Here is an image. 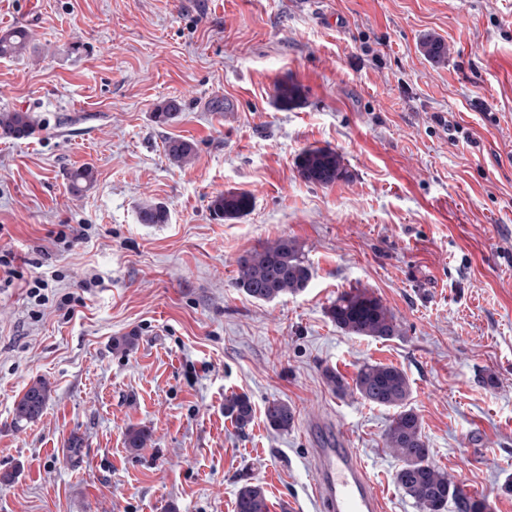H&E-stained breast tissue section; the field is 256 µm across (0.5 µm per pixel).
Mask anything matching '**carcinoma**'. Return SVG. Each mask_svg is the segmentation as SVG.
Instances as JSON below:
<instances>
[{
    "label": "carcinoma",
    "instance_id": "cac0c4a2",
    "mask_svg": "<svg viewBox=\"0 0 512 512\" xmlns=\"http://www.w3.org/2000/svg\"><path fill=\"white\" fill-rule=\"evenodd\" d=\"M426 57L439 64L447 54L441 39L427 36L421 43ZM29 48L28 31L19 27L0 34V58L22 55ZM181 111V104L167 100L158 105L154 119L160 124L173 120ZM35 130L31 115L22 111L0 112V137L21 139L29 137ZM166 152L176 163H183L195 154V146L185 139H170ZM300 177L313 185L328 186L348 178L349 172L342 157L329 148H308L297 159ZM95 181L91 167L75 171L71 186L81 192L89 189ZM252 206V197L247 192H227L211 201L213 213L220 218H236ZM144 224H164L168 221V210L162 203L146 205L140 210ZM237 277L234 286L247 296L270 302L284 295L303 291L312 277L311 267L305 260L301 248L288 238H280L248 251L237 260ZM329 319L348 336L390 340L401 335L400 325L394 314L381 300L365 290L353 288L341 292L325 310ZM327 384L337 392L350 388L365 401L381 407L393 408L395 413L388 424L385 444L392 455L401 462L396 471L395 482L401 491L410 497L420 512H444L448 502H453L456 512H488L489 504L484 498L467 496L448 473L429 462V448L417 413L407 407L411 387L406 373L393 365L365 363L361 365L348 384L336 372L325 371ZM50 395L49 385L33 382L16 403L14 424L32 422L42 413ZM224 414L236 427L245 429L253 419V406L248 396L234 394L224 400ZM268 427L276 432H286L295 421L294 410L285 402L271 400L264 408ZM150 434L143 428H131L126 433V447L137 451L146 447ZM235 512H269L264 490L255 484L239 488Z\"/></svg>",
    "mask_w": 512,
    "mask_h": 512
}]
</instances>
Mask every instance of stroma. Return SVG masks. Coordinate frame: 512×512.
Listing matches in <instances>:
<instances>
[{
  "label": "stroma",
  "instance_id": "35a3bbf8",
  "mask_svg": "<svg viewBox=\"0 0 512 512\" xmlns=\"http://www.w3.org/2000/svg\"><path fill=\"white\" fill-rule=\"evenodd\" d=\"M18 26L32 50L0 59V111L36 130L0 139V249L81 302L35 318L23 281L0 286V512H234L245 484L271 512H318L321 430L356 450L383 512H419L395 483L392 409L324 379L367 362L407 374L431 462L512 512V0H0V30ZM428 34L444 64L423 55ZM284 83L300 89L289 109ZM168 99L182 110L156 123ZM172 138L194 143L190 162L168 158ZM311 147L349 179L304 182ZM84 165L96 181L77 195ZM237 190L251 210L216 217L212 199ZM157 202L168 222L142 223ZM61 224L88 236L53 244ZM281 237L308 287L271 302L235 288L238 257ZM353 287L401 336L336 328L325 309ZM39 378L41 417L14 426ZM234 393L253 405L243 430L224 416ZM273 399L291 430L267 426ZM132 427L151 434L136 453ZM264 417L271 430L287 432L294 424L295 412L288 403L274 399L265 405Z\"/></svg>",
  "mask_w": 512,
  "mask_h": 512
}]
</instances>
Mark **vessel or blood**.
Instances as JSON below:
<instances>
[{"instance_id": "obj_1", "label": "vessel or blood", "mask_w": 512, "mask_h": 512, "mask_svg": "<svg viewBox=\"0 0 512 512\" xmlns=\"http://www.w3.org/2000/svg\"><path fill=\"white\" fill-rule=\"evenodd\" d=\"M311 455L320 512H382L377 488L343 437L317 443Z\"/></svg>"}]
</instances>
